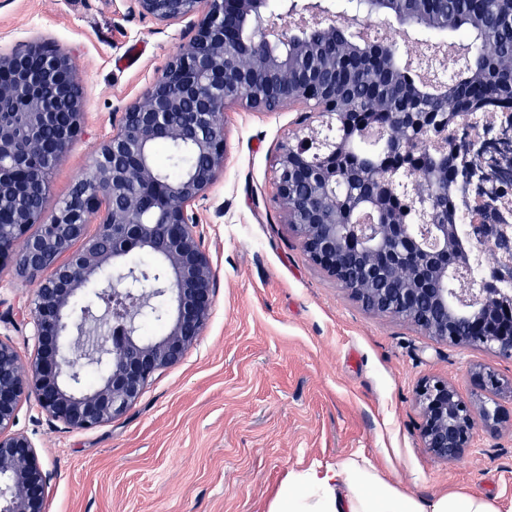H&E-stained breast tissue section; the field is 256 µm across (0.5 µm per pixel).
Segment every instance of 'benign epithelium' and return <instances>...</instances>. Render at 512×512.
Listing matches in <instances>:
<instances>
[{
    "label": "benign epithelium",
    "mask_w": 512,
    "mask_h": 512,
    "mask_svg": "<svg viewBox=\"0 0 512 512\" xmlns=\"http://www.w3.org/2000/svg\"><path fill=\"white\" fill-rule=\"evenodd\" d=\"M130 2L140 15L162 24L194 19V35L143 99L125 108L86 177L50 214L37 197L46 196L50 170L80 132L82 86L69 56L44 42L0 54V271L9 265L34 285L28 316L37 346L24 368L15 347L0 340V512H47L50 474L34 441L12 430L22 400L34 397L70 429H93L134 405L148 380L178 364L203 335L216 272L201 245L193 207L224 171V110L234 103L259 112L311 103L324 120L337 114L347 120L354 105L336 96V84L325 76L336 70L335 60L314 68L297 62L311 52L301 40L303 31L346 32L362 61L377 58L394 67L402 57L398 43L360 37L371 17L381 24L396 18L391 0H346L340 11L327 0H281L275 18L265 15L267 0ZM288 17L299 18L290 31L279 24ZM245 53L251 64L238 73L235 60ZM417 65L431 73L432 84L446 85L439 55L423 56ZM397 120L412 139L430 135L445 155L446 136L459 122L455 114L417 110ZM358 124L365 133L382 134L387 146L344 224L336 221L345 202L336 191L337 139L309 136L308 125L281 147L276 198L304 253L370 311L412 322L450 345L512 356V296L448 287L466 274L454 251V228L441 223L442 207L435 202L448 197V172L434 169L424 183L414 177L420 163L377 113H365ZM160 142L189 147L195 163L188 174L170 179L159 170L152 149ZM401 196L416 206L418 224L389 217L390 201ZM93 222L97 229L90 235ZM484 242L501 250L502 263L512 267L506 225H488ZM135 250L157 264L128 263L126 256ZM350 262L360 266V277L345 270ZM106 271L101 293L109 296L112 311L95 304L75 309L78 293ZM391 275L397 288L387 300L377 284ZM460 291L469 311L463 333L454 329L449 303ZM151 313L163 330L146 337L142 319ZM104 360L99 380L86 383L85 370ZM473 377L484 390L506 388L489 367ZM506 389L512 393V385ZM415 400L422 447L447 463L470 450L476 424L496 431L504 422L498 402L476 408L440 380L421 384Z\"/></svg>",
    "instance_id": "1"
}]
</instances>
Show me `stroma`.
I'll use <instances>...</instances> for the list:
<instances>
[{
  "label": "stroma",
  "instance_id": "35a3bbf8",
  "mask_svg": "<svg viewBox=\"0 0 512 512\" xmlns=\"http://www.w3.org/2000/svg\"><path fill=\"white\" fill-rule=\"evenodd\" d=\"M191 23L162 25L126 0H10L0 7V54L31 41L69 55L84 96L82 131L49 173L47 210L85 177L126 106L141 98ZM298 109L224 112L226 162L195 207L216 270L214 306L182 361L158 371L112 422L73 430L34 398L14 431L29 435L51 475L48 512H268L289 472L359 455L385 480L422 499L454 488L512 512V430L477 429L446 463L421 445L415 390L426 377L488 400L472 373L512 382V358L446 345L379 316L303 252L284 224L274 176ZM223 215H216V208ZM32 283L0 271V338L22 362L35 352L26 317Z\"/></svg>",
  "mask_w": 512,
  "mask_h": 512
}]
</instances>
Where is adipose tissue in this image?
Wrapping results in <instances>:
<instances>
[{"mask_svg":"<svg viewBox=\"0 0 512 512\" xmlns=\"http://www.w3.org/2000/svg\"><path fill=\"white\" fill-rule=\"evenodd\" d=\"M269 512H500L490 498L451 490L428 499L387 482L371 463L350 456L289 473Z\"/></svg>","mask_w":512,"mask_h":512,"instance_id":"obj_1","label":"adipose tissue"}]
</instances>
